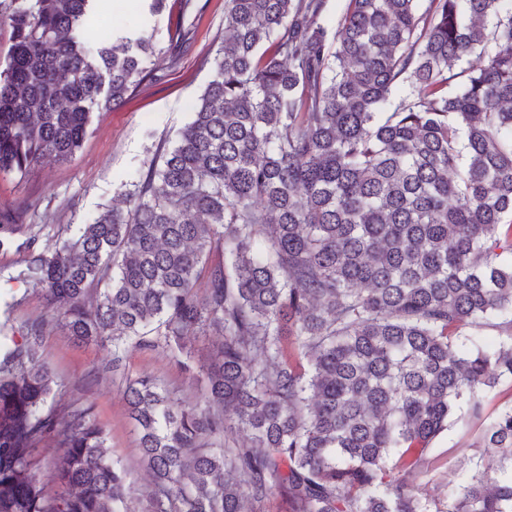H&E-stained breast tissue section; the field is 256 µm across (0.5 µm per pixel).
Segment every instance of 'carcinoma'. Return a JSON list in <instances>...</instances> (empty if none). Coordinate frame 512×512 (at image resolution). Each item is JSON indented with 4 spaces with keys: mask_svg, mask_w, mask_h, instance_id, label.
<instances>
[{
    "mask_svg": "<svg viewBox=\"0 0 512 512\" xmlns=\"http://www.w3.org/2000/svg\"><path fill=\"white\" fill-rule=\"evenodd\" d=\"M14 2L0 175L22 177L71 158L155 50L86 42L93 0ZM327 2L224 0L213 78L127 208L24 260L75 343L114 371L161 349L205 393L125 378L141 495L94 404L59 405L43 323L17 336L5 305L0 512H248L275 493L288 512H512L494 460L444 511L415 490L455 402L481 420L512 379V0H347L333 25ZM486 325L505 338L467 349ZM214 335L196 362L187 340ZM480 440L512 460V407Z\"/></svg>",
    "mask_w": 512,
    "mask_h": 512,
    "instance_id": "carcinoma-1",
    "label": "carcinoma"
}]
</instances>
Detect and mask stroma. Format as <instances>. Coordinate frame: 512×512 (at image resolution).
<instances>
[{
	"mask_svg": "<svg viewBox=\"0 0 512 512\" xmlns=\"http://www.w3.org/2000/svg\"><path fill=\"white\" fill-rule=\"evenodd\" d=\"M124 3L112 22L123 33L150 36L160 53L155 70L125 102L93 112L72 158H49L28 176L0 179V222L31 225L36 249L74 239L80 225L102 208L122 206L127 184L159 146L173 143L212 78L213 58L224 40V0H167L159 15L150 14L151 0ZM24 239L18 233L0 246V305L12 303L14 324L44 321L43 349L69 384L62 404L94 403L112 454L126 465L137 488H144L138 435L122 396L124 375H155L186 399L196 396V385L163 350L132 351L118 375L108 349L75 344L59 322L49 319L42 295L17 278L27 256ZM466 416L465 401H458L454 423L436 439L417 479L420 494L441 512L448 505L449 484L496 456L479 444L483 421Z\"/></svg>",
	"mask_w": 512,
	"mask_h": 512,
	"instance_id": "obj_1",
	"label": "stroma"
}]
</instances>
